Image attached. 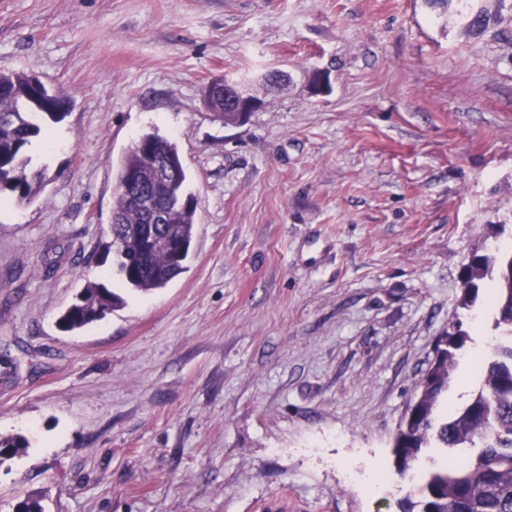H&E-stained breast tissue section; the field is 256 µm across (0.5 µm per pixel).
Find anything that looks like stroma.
<instances>
[{
  "label": "stroma",
  "instance_id": "35a3bbf8",
  "mask_svg": "<svg viewBox=\"0 0 512 512\" xmlns=\"http://www.w3.org/2000/svg\"><path fill=\"white\" fill-rule=\"evenodd\" d=\"M14 71L70 102L28 150L44 190L0 197V436L28 443L0 463V512H252L281 491L397 512L394 435L463 265L512 218V44L428 0H0ZM216 76L262 107L216 119ZM153 130L197 225L144 294L101 244ZM90 280L125 306L63 330Z\"/></svg>",
  "mask_w": 512,
  "mask_h": 512
}]
</instances>
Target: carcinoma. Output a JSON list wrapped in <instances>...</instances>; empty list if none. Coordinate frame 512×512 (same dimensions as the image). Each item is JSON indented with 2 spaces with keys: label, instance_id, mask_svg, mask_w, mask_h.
Returning <instances> with one entry per match:
<instances>
[{
  "label": "carcinoma",
  "instance_id": "1",
  "mask_svg": "<svg viewBox=\"0 0 512 512\" xmlns=\"http://www.w3.org/2000/svg\"><path fill=\"white\" fill-rule=\"evenodd\" d=\"M458 4L457 15L470 35H481L493 24L480 0H431L435 6ZM68 97L43 87L25 72L0 73V192L8 190L17 202L31 201L43 185V173L29 169L27 148L40 135L46 120L65 116ZM146 146L170 157L178 172L164 187L152 183L146 153L129 148L116 173V186L128 192L148 190L168 206L176 195H187V176L175 143L157 132L141 135ZM114 222L104 255H113L117 272L134 290L150 292L165 287L185 268L165 241L192 242L196 208L175 211L172 223L158 228L159 242L143 249L139 230L146 223L137 209L114 196ZM470 284L461 291L459 312L448 322L443 346L418 386L414 406L400 423L393 441L399 474L406 475L429 448L450 452L452 462L435 465L420 484L398 501L399 512H512V245L475 252L467 265ZM487 304L493 329L500 338L477 357L473 368L478 384L461 405L448 400L460 358L471 351L473 339L465 317ZM124 305V299L103 284L88 283L78 302L60 318L68 330L79 329ZM27 447L21 436L0 437V463Z\"/></svg>",
  "mask_w": 512,
  "mask_h": 512
}]
</instances>
